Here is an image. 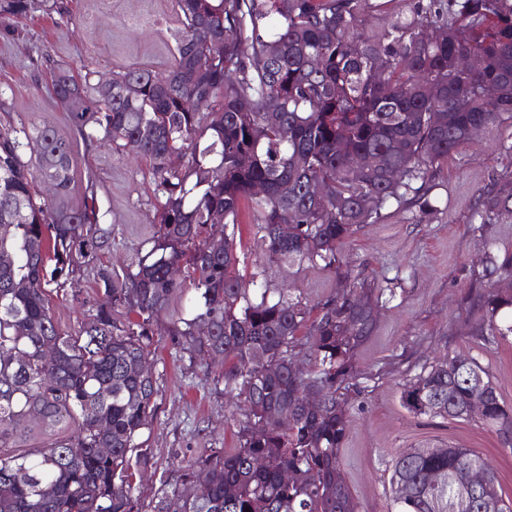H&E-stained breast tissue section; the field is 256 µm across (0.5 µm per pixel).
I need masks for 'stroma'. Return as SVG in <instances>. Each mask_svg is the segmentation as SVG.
<instances>
[{
    "mask_svg": "<svg viewBox=\"0 0 512 512\" xmlns=\"http://www.w3.org/2000/svg\"><path fill=\"white\" fill-rule=\"evenodd\" d=\"M70 19L36 9L0 18L13 31L0 37V129L48 122L73 145L71 197L94 195L102 223L112 228V249L99 264L117 274L133 271L152 234L154 184L149 165L112 150L86 145L56 100L48 69L53 64L83 79L130 67L166 69L173 60L178 26L174 0H68ZM512 176V129L500 125L476 135L449 157L436 175L445 206L422 216L388 210L339 246L341 268L332 272L284 262L268 265L269 287L288 289L309 306L348 286V274L365 272L385 288L376 328L354 360L364 390L348 410L340 463L360 512H396L389 484L396 455L432 443L469 448L497 474L512 499V451L475 421L417 416L401 404L407 379L444 354H466L488 368L502 400L512 405V336L490 349L473 343L478 319L466 297L473 267L481 262L479 235L512 241V213L482 225L479 211L502 176ZM98 264V265H99ZM96 267V266H95ZM94 266L82 265L74 281L53 297L51 310L62 334L77 335L93 310L98 288ZM148 362L159 390L152 420L137 441L149 463L133 480L139 512H173L180 475L202 455L235 445L243 397L224 389V361L184 350L170 312L159 313Z\"/></svg>",
    "mask_w": 512,
    "mask_h": 512,
    "instance_id": "obj_1",
    "label": "stroma"
}]
</instances>
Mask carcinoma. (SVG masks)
<instances>
[{"instance_id": "obj_1", "label": "carcinoma", "mask_w": 512, "mask_h": 512, "mask_svg": "<svg viewBox=\"0 0 512 512\" xmlns=\"http://www.w3.org/2000/svg\"><path fill=\"white\" fill-rule=\"evenodd\" d=\"M175 4L176 52L164 71L125 69L108 92L50 66L84 142L145 158L155 183L151 248L122 281L98 269L94 313L76 336L59 332L49 295L112 247V229L95 206L69 203L70 141L48 125L0 130V512H134L131 478L148 461L134 454L136 437L158 394L142 364L154 315L186 288L194 296L173 309L175 335L191 351L224 357V388L250 399L235 448L181 474V512H359L339 453L347 408L362 392L352 361L372 335L381 289L358 278L309 320L287 291L273 296L258 276H240L239 212L248 204L265 261L333 270L338 245L389 208L436 210L434 172L473 128L512 121V0ZM34 8L35 0H0V16ZM371 11L384 21L367 28ZM467 54L479 69L460 67ZM487 86L498 88L495 99ZM32 143L31 166L22 155ZM38 178L55 182L54 198L35 199ZM511 207L512 180L490 193L481 224ZM480 244L471 335L489 344L512 335V288L500 287L512 278V243ZM122 309L136 318L117 322ZM305 326L309 372L292 356ZM47 345L57 349L51 360ZM458 359L407 380L402 405L465 420L463 407L480 399L479 422L512 450V407L476 358L463 367ZM312 389L322 395L315 412L305 407ZM34 433L49 442L17 445ZM474 466L485 463L468 448L401 452L390 476L397 512H512L489 468L482 494L472 493Z\"/></svg>"}]
</instances>
